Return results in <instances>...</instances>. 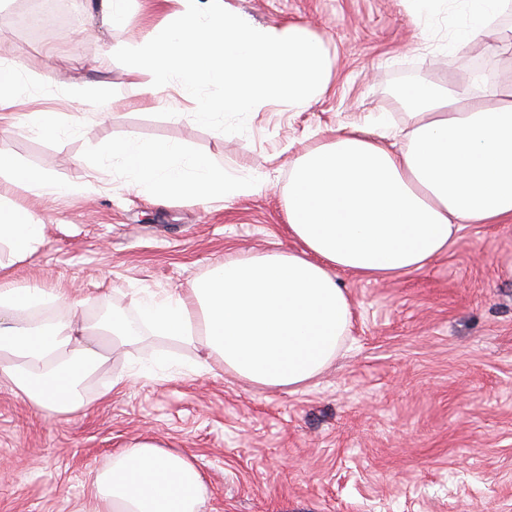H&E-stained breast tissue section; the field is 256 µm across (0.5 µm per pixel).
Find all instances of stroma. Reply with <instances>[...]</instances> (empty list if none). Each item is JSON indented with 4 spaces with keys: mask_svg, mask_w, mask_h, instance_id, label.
Wrapping results in <instances>:
<instances>
[{
    "mask_svg": "<svg viewBox=\"0 0 512 512\" xmlns=\"http://www.w3.org/2000/svg\"><path fill=\"white\" fill-rule=\"evenodd\" d=\"M0 6V60L24 66L29 93L12 112H63L74 130L53 138L23 124L0 130V158L47 167L63 192L10 186L0 199L45 226V244L5 277L77 301L95 324L136 319L144 293L184 289L224 259L291 247L290 164L337 129L378 114L408 120L402 89L469 82L482 74L512 93V7L453 44L465 19L451 7L413 23L402 0H224L255 25H299L335 63L330 88L308 108L274 103L243 134H223L160 112L192 111L167 91L134 95L109 53L166 24L177 0H128L105 23L101 0H74L59 26L31 36ZM105 86L104 111L74 102L72 86ZM126 137L171 141L233 174H261L259 194L209 203L155 197L114 168L102 146ZM352 306L346 342L307 383L253 385L187 348L150 338L114 355L85 383V409L51 418L0 385V512H79L97 472L140 437L189 456L207 492L202 512H512V223L467 224L442 256L394 279L342 274ZM163 352L173 379L148 378ZM120 391L103 396L113 377Z\"/></svg>",
    "mask_w": 512,
    "mask_h": 512,
    "instance_id": "1",
    "label": "stroma"
}]
</instances>
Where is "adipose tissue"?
Listing matches in <instances>:
<instances>
[{"instance_id":"adipose-tissue-1","label":"adipose tissue","mask_w":512,"mask_h":512,"mask_svg":"<svg viewBox=\"0 0 512 512\" xmlns=\"http://www.w3.org/2000/svg\"><path fill=\"white\" fill-rule=\"evenodd\" d=\"M461 38L490 28L512 0H461ZM400 99L409 123L392 140L388 120L336 133L296 159L289 173L292 248L242 254L215 266L181 292L147 293L137 320L117 315L109 347L151 335L210 359L250 383L302 384L334 359L347 335L351 302L339 275L396 278L444 254L466 224L512 222V94L482 79L470 85L418 83ZM113 162L131 167L160 197L205 202L257 194L260 176L232 175L174 142L107 144ZM0 179L36 194L57 192L47 170L0 159ZM44 226L0 208V270L35 253ZM65 296L0 281V384L22 393L46 417L86 406L83 384L108 359L92 347L87 325L71 316L38 323L27 313L64 305ZM87 512H200L202 473L186 455L140 438L96 474Z\"/></svg>"}]
</instances>
